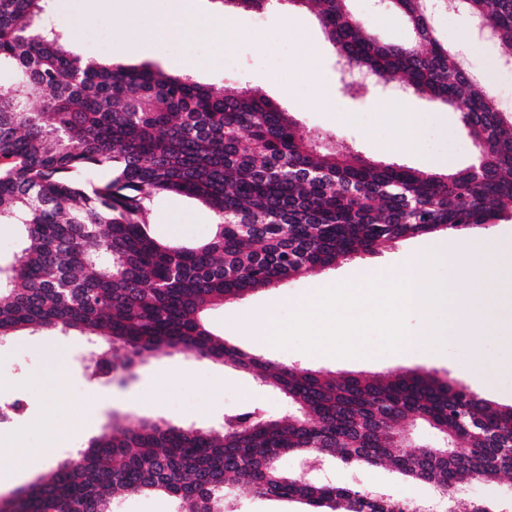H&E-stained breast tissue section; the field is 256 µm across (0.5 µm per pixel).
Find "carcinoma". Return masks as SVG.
I'll use <instances>...</instances> for the list:
<instances>
[{
  "instance_id": "obj_1",
  "label": "carcinoma",
  "mask_w": 512,
  "mask_h": 512,
  "mask_svg": "<svg viewBox=\"0 0 512 512\" xmlns=\"http://www.w3.org/2000/svg\"><path fill=\"white\" fill-rule=\"evenodd\" d=\"M294 2L318 7L346 67L455 109L475 163L437 174L367 160L246 88L85 57L46 23L53 0H0V69L11 73L0 82V224L21 238L0 265V341L27 330L106 343L95 372L113 376L132 374L149 352L191 353L254 373L291 409L244 411L219 429L113 425L3 512H113L119 492L165 494L175 512H224L230 483L307 512H408L404 499L298 480L281 467L286 456L389 464L431 485L444 512H456L466 482L512 475V406L428 372L336 378L274 363L206 321L214 305L381 245L512 217V116L448 49L427 0H390L411 44L380 41L348 0ZM457 9L512 49V0H457ZM160 194L208 206L209 236L192 246L156 237L148 204ZM408 420L464 442L416 447L402 436Z\"/></svg>"
}]
</instances>
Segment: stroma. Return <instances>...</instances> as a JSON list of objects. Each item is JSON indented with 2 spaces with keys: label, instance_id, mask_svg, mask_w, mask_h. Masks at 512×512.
Returning <instances> with one entry per match:
<instances>
[{
  "label": "stroma",
  "instance_id": "obj_1",
  "mask_svg": "<svg viewBox=\"0 0 512 512\" xmlns=\"http://www.w3.org/2000/svg\"><path fill=\"white\" fill-rule=\"evenodd\" d=\"M204 7L212 21L191 28L171 40L141 38L152 26L149 13L137 14L123 7V0H56L53 22L68 30L75 49L95 56L96 35L107 38V57L133 64L158 63L170 74L190 73L203 83L224 82L245 86L281 103L298 123L352 145L365 158L399 163L424 172H445L468 167L476 149L461 134L458 114L440 102L404 92L398 83L382 88L364 87L357 95L343 88L337 56L311 10L283 5L280 10L254 14L219 11L215 0ZM351 11L364 19L383 41L404 43L414 34L388 5L377 0H350ZM317 45L320 55L301 53L306 43ZM508 54L495 42L474 44L467 51L473 71L482 72L486 61L498 62V76L490 88L499 108L512 113V67L503 65ZM156 236L193 242L207 237L213 215L196 200L159 195L150 204ZM447 239L461 252L465 264L477 272H489L493 288L480 294L479 304L493 318L512 319V265L490 266V248L501 240L512 241V218L490 225L480 234L449 233ZM437 235H422L380 247L378 253L342 261L331 270H318L279 286L225 302L208 313L214 332L245 351L280 363L336 374L370 377L389 370L430 372L449 377L500 405H512V340L487 334L479 352L455 340L438 352L413 349L406 353L375 356L377 336L364 347L368 359L353 361L323 353L309 354L294 348H253L245 328L251 318L277 300L275 314L288 322L297 298L339 283H367L379 269L405 268L414 252L430 248ZM91 347L82 337L28 334L0 343V406L14 405V420L0 423V498L36 482L64 458L71 447L66 438L74 423H82L88 436L101 433L112 421L134 428L141 421L166 420L175 424L216 428L243 409L252 408L267 417L288 412L281 396L263 387L253 374L216 364L194 355L172 351L143 355L134 378L127 382L92 375L80 360ZM56 381L62 391L55 409L43 402L44 383ZM24 444L41 449L43 462L26 469L23 457L8 453L16 434ZM310 480L336 486H358L403 498L408 483L391 467L359 468L332 462L310 473ZM505 505L512 512V476L495 481L474 480L464 485L457 498V512H468L473 501Z\"/></svg>",
  "mask_w": 512,
  "mask_h": 512
}]
</instances>
